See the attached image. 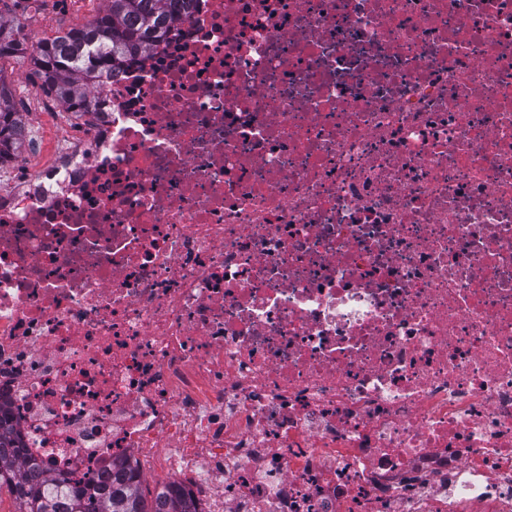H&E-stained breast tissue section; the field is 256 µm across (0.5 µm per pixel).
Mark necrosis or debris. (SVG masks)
Returning <instances> with one entry per match:
<instances>
[{
    "mask_svg": "<svg viewBox=\"0 0 512 512\" xmlns=\"http://www.w3.org/2000/svg\"><path fill=\"white\" fill-rule=\"evenodd\" d=\"M0 160V409L199 512H512V0H194Z\"/></svg>",
    "mask_w": 512,
    "mask_h": 512,
    "instance_id": "4bbe7bcc",
    "label": "necrosis or debris"
}]
</instances>
